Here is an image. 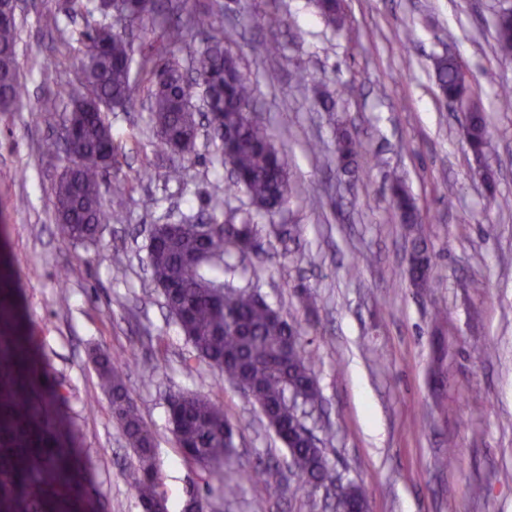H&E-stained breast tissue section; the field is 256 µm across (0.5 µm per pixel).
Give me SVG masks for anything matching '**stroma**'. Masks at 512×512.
Here are the masks:
<instances>
[{
    "mask_svg": "<svg viewBox=\"0 0 512 512\" xmlns=\"http://www.w3.org/2000/svg\"><path fill=\"white\" fill-rule=\"evenodd\" d=\"M64 3L27 0L18 16L26 94L15 111L0 112V220L31 352L48 383L64 385L63 411L79 432V491L98 512H142L131 486L135 456L89 358L100 348L128 362L127 388L154 434L170 504L196 492L207 512H333V498L308 496L290 476L258 406L196 358L148 270L149 225L252 214L246 194L225 193L207 136L191 155L157 154L141 61L160 27L135 41L132 103L109 115L121 146L101 183L112 219L94 246L60 235L54 184L65 160L46 151L52 132L38 106L82 81L76 38L86 21L68 17ZM217 3L293 187L282 212L252 214L262 259L231 257L225 280L261 294L317 357L322 406L308 424L324 437L340 484L364 488L371 512H512V209L498 206L512 197V107L500 95L512 88V60L496 51L493 27L512 0H342L339 31L311 0H188L186 8ZM444 52L462 64L487 116L486 159L469 151L461 112L439 94L430 58ZM322 93L333 111L321 108ZM341 129L362 144L347 169L336 161ZM172 165L185 166L183 180H167ZM393 171L405 176L434 253L423 292L408 279L406 229L387 190ZM274 224L286 236L270 235ZM116 250L126 256L118 267ZM301 283L317 294L315 310L300 306ZM142 364L157 368L152 385L140 381ZM178 390L209 396L237 425L234 495L180 455L166 407ZM451 450L456 461L443 467ZM261 463L270 466L266 481H283L281 498L265 500L266 481L243 479Z\"/></svg>",
    "mask_w": 512,
    "mask_h": 512,
    "instance_id": "obj_1",
    "label": "stroma"
}]
</instances>
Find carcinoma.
Listing matches in <instances>:
<instances>
[{
  "label": "carcinoma",
  "instance_id": "1",
  "mask_svg": "<svg viewBox=\"0 0 512 512\" xmlns=\"http://www.w3.org/2000/svg\"><path fill=\"white\" fill-rule=\"evenodd\" d=\"M172 7L181 9L184 4L124 0L121 16L112 24L105 22L113 13L112 0H69L66 5L69 13H97L103 18L79 33L84 83L70 92L65 118L78 127V141L64 149L67 162L55 185L54 206L59 232L68 241L96 242L100 225L111 217L99 187L119 155L108 112L125 107L130 100L133 43L129 31L148 21L166 20ZM316 7L329 25L345 26L340 0H316ZM190 30L206 35L205 47L193 62V71L203 78L197 84L184 80L176 56ZM223 30L221 9L190 13L182 24L163 26L160 40L143 57L142 69L153 84L149 105L156 136L161 147L171 151L179 138L197 130L191 100L195 87H201L212 110L224 115L223 125L213 132L229 144L228 159L238 173L228 190L244 192L258 213L273 216L283 210L291 193L288 161L255 119L254 87L224 47ZM495 33L498 53L511 58L512 26L503 23L500 15ZM19 40L17 20H0L1 112L10 110L25 93L17 62ZM432 65L443 97L469 98L462 66L454 56H435ZM42 112L48 126L59 125L57 99L44 100ZM462 135L472 153L483 156L489 151L487 122L477 108L467 113ZM359 149L360 143L348 131L339 132L337 153L345 166L355 161ZM390 189L411 237L410 284L424 289L432 255L416 204L396 172L390 176ZM247 235L258 236L257 225L249 217L239 224H221L208 234L190 221L173 228L162 226L148 243V266L195 356L230 381L243 382L245 393L269 409V427L294 431L288 449L290 467L301 487L313 494L335 482L323 440L296 431L300 411L315 408L321 400L315 359L306 352L297 326L272 315L254 294L240 291L226 301L211 288L221 283L224 255L234 252L243 260L251 256L238 246L239 238ZM91 359L109 398L112 418L136 456L132 487L142 512H170L161 490L153 433L129 396L122 364L101 349L93 350ZM62 398L60 388L46 385L28 349L25 326L17 318L11 275L0 273V512L76 509L71 496L75 433L56 414ZM167 413L184 458L200 465L208 479L224 485L225 494H235L237 485L225 477L232 465L235 430L223 407L198 393L176 392L169 397ZM342 500L359 509L368 496L362 488L350 486L343 489Z\"/></svg>",
  "mask_w": 512,
  "mask_h": 512
}]
</instances>
